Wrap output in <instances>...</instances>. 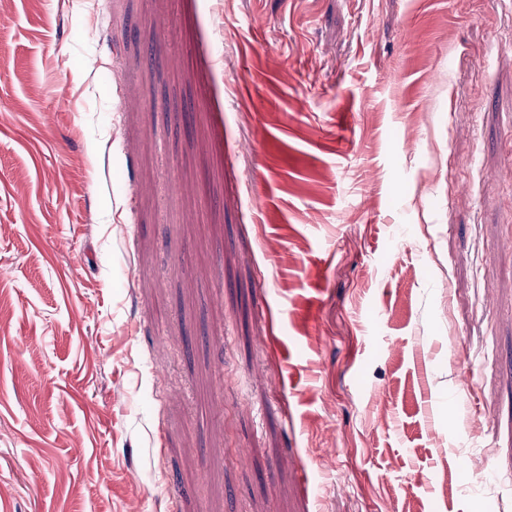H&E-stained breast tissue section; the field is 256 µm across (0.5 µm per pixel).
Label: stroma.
<instances>
[{"instance_id": "1", "label": "stroma", "mask_w": 512, "mask_h": 512, "mask_svg": "<svg viewBox=\"0 0 512 512\" xmlns=\"http://www.w3.org/2000/svg\"><path fill=\"white\" fill-rule=\"evenodd\" d=\"M0 300V512H512V0H0Z\"/></svg>"}]
</instances>
